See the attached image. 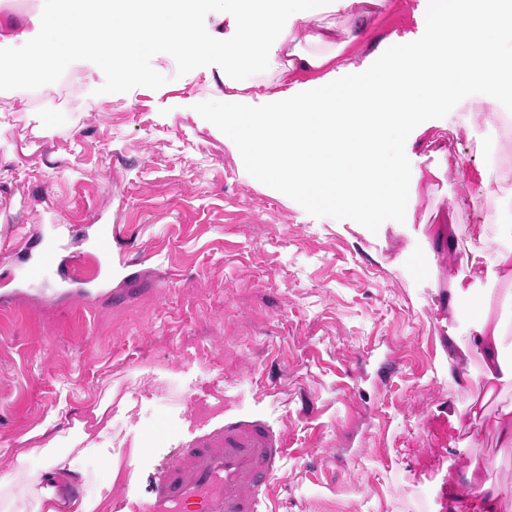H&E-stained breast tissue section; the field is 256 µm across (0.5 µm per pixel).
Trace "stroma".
Returning a JSON list of instances; mask_svg holds the SVG:
<instances>
[{
  "label": "stroma",
  "mask_w": 512,
  "mask_h": 512,
  "mask_svg": "<svg viewBox=\"0 0 512 512\" xmlns=\"http://www.w3.org/2000/svg\"><path fill=\"white\" fill-rule=\"evenodd\" d=\"M418 0H386L347 43L328 15L331 67L360 66L392 32L415 28ZM158 81H112L99 59L74 60L52 92L0 88V476L56 416L91 424L78 466L113 512L150 471L225 412L283 430L288 456L271 512H461L480 465L512 512V447L493 431L512 404L495 384L484 439L467 441L482 358L470 347L481 301L509 329L507 286L475 281L499 246L501 205L474 212L469 175L512 142L479 100L435 115L410 150L388 156L419 175L412 216L313 206L273 179L249 134L213 120L225 88L198 63L147 45L135 60ZM446 161L441 177L430 166ZM115 226L112 271L74 306L67 267L91 263L99 225ZM60 263L28 277L29 259ZM105 408L104 425L95 412ZM137 456L110 476L102 459Z\"/></svg>",
  "instance_id": "stroma-1"
}]
</instances>
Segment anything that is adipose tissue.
Returning a JSON list of instances; mask_svg holds the SVG:
<instances>
[{
    "label": "adipose tissue",
    "mask_w": 512,
    "mask_h": 512,
    "mask_svg": "<svg viewBox=\"0 0 512 512\" xmlns=\"http://www.w3.org/2000/svg\"><path fill=\"white\" fill-rule=\"evenodd\" d=\"M95 2L44 0V13L33 20L38 43H31L23 29L1 34L0 40L27 53L14 68L0 69V85L23 72L46 79V63L66 50L109 58L117 84L133 73L143 83L155 82L154 73L134 70L146 44L199 63L223 60L219 77L228 105L214 113V121L228 133L249 128L254 156L287 151V164L273 167V174L322 207L407 210L418 180L400 167H388V152L399 148L394 134L473 97L497 115L512 107V62H504L496 50L500 42L512 43V0H420L419 32L392 34L389 54L338 70L327 69V55L301 48L298 25L341 12L349 21L346 40L355 42L364 36L370 7L382 0H224L226 31L220 38L196 30L195 10L202 0H112L101 12ZM269 69L275 81L260 79ZM312 69L313 80L291 77ZM341 147L360 161L351 191L342 196L336 193ZM505 334L503 320L483 310L471 345L484 359L487 379L512 378V362L500 358ZM27 454L41 464L0 480V512H98L102 500L85 493L89 476L75 468L69 452L44 447ZM30 493L35 496L31 508L26 505Z\"/></svg>",
    "instance_id": "ef3b65f1"
}]
</instances>
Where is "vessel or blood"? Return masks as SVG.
<instances>
[{"label":"vessel or blood","instance_id":"vessel-or-blood-1","mask_svg":"<svg viewBox=\"0 0 512 512\" xmlns=\"http://www.w3.org/2000/svg\"><path fill=\"white\" fill-rule=\"evenodd\" d=\"M286 454L284 433L225 414L152 474L135 507L121 500L115 512H264Z\"/></svg>","mask_w":512,"mask_h":512}]
</instances>
